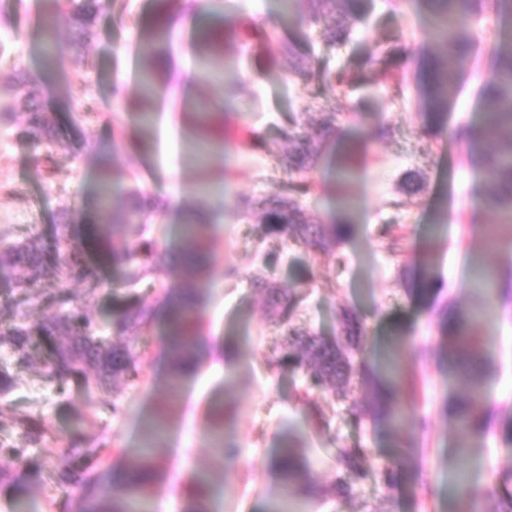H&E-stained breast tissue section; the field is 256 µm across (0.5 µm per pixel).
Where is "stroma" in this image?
I'll return each instance as SVG.
<instances>
[{"label": "stroma", "instance_id": "stroma-1", "mask_svg": "<svg viewBox=\"0 0 512 512\" xmlns=\"http://www.w3.org/2000/svg\"><path fill=\"white\" fill-rule=\"evenodd\" d=\"M231 2L232 37L223 45L224 70L218 79L201 83L194 54L197 29L192 13L183 10L168 20L159 0H97L92 36L71 48L72 32L60 25L58 38L68 46V84L47 77L39 51L44 0H0V80L22 71L40 77L42 111L51 113L57 144L51 155L37 149L27 133V112L17 107L12 126L0 127V250L37 236L52 244L64 233L96 261L93 281H66L51 269L38 277V294L26 311L31 322L56 317L54 295H72L98 329L118 347L140 357L137 376H120L111 386H86L80 378L49 380L45 363L52 349L68 345L65 336H39L29 362L16 364L0 348V406L28 421L16 429L0 418V446L18 448L23 462L17 472L0 477V512H13L27 501L32 512H86L95 494H120L115 472L127 469L132 449L141 447L154 414L167 422L155 456L163 470L152 488L151 508L183 512L184 485L194 473L215 488L206 512H274L284 494L276 469L279 451L295 438L312 464L311 476L320 497L306 512H448V465L455 450L446 402L461 395L438 365L444 306L469 308L477 296L468 286L465 260L475 255L501 277L512 275V226L500 223L480 199L484 177L471 163L465 144L452 131L478 122L479 90L494 72L486 49L497 25L481 16L474 27L480 50L462 65L463 80L453 96L449 133L426 137V108L417 84V54L431 46L429 19L414 0H365V18L347 41L326 44L320 26L306 12L281 21L280 0H193L216 13ZM167 27L172 36L166 51L173 67L159 74L154 100L155 122L145 132L139 120L141 34ZM393 50L392 65L408 74L401 87L377 85L369 57ZM304 65L306 83L292 71ZM347 73L354 87L329 86L324 76ZM102 109L98 120L83 117L87 99ZM208 99L223 103L213 115L212 149L198 166L189 145L198 137L194 105ZM334 115L335 130L320 143L311 172L315 190L301 206L319 224L352 225L351 235L331 256L265 232L261 209L241 218L242 200L283 195L299 173H287L280 159L289 149L281 132L291 122L306 132ZM114 143L112 192L108 204L97 199L101 157L98 145ZM423 177V189L412 194L404 182L411 173ZM150 195L174 184L178 205L151 214L146 236L163 255L151 287L139 296L160 304L185 276L178 265L181 226L198 208L211 220L204 232L210 244L203 275L208 290L200 334L203 360L196 374L171 393L167 329L155 321L147 332L113 336L112 326L124 308L126 281L132 271L124 263L100 259L102 247H122L117 228L128 205L130 184ZM408 237L405 256L391 255L382 228ZM498 228L503 243L487 248L484 229ZM293 288L302 300L290 322L335 338L342 311L353 312L365 335L362 356L382 370L390 348L410 340L428 347L427 355L402 352L404 372L423 376L422 393L400 432L374 424L365 412L371 401L367 383L351 380L346 401L322 394L317 403L326 417L316 425L299 401V372L270 371L271 360L284 357L287 343L261 290V283ZM496 370L485 387L483 404L497 410L499 420L512 421V302L499 300L491 326ZM223 409L220 431L235 456L223 459L213 450L210 420ZM101 449L100 488L82 484L67 488L46 484L45 473L62 449L73 443ZM362 452L374 468L397 466L398 485L387 488L371 479L353 494L333 493L336 452ZM472 469L479 489L476 512H497L501 497L512 493V443L494 428Z\"/></svg>", "mask_w": 512, "mask_h": 512}]
</instances>
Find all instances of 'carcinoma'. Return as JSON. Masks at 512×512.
Listing matches in <instances>:
<instances>
[{"label": "carcinoma", "instance_id": "cac0c4a2", "mask_svg": "<svg viewBox=\"0 0 512 512\" xmlns=\"http://www.w3.org/2000/svg\"><path fill=\"white\" fill-rule=\"evenodd\" d=\"M311 8L309 20L324 25L327 41L335 44L345 38L353 23L362 18L356 11L357 0H308ZM424 5L437 31L433 47L419 56L421 90L427 106L425 133L436 136L445 129L453 93L461 81V64L478 46L473 28L476 17L491 11L499 18L501 27L491 48V59L497 71L492 81L484 84L480 98L484 112L475 124L460 126L455 135L464 140L471 161L487 177L484 203L495 210L503 224H512V0H417ZM51 5L45 18L63 20L70 26L76 38L74 46L88 37V25L93 14L92 0H47ZM43 53L49 59L50 70L65 76L61 62L64 49L55 39L54 29H44ZM370 67L378 74L382 83L399 86L404 76L385 64V58L369 59ZM11 91L22 90L29 108L31 135L37 143L53 141L54 122L47 112L40 111L36 99L40 94L39 79L13 77L8 83ZM284 138L293 145V150L284 158V167L289 170L311 169L318 154V145L309 134L293 124L284 132ZM311 182L299 181L288 186V196L282 197L265 208L266 231L272 235L285 236L293 241L308 244L318 251L330 254L336 243L351 231L350 224H315L308 221L299 198L308 194ZM146 212L139 206L128 208L120 219L121 227L137 235L135 241L125 244L120 259L138 268L139 278L144 280L159 269V253L155 245L140 234L141 222ZM202 224H190L186 229L188 265L197 273L204 271L200 251ZM65 239L47 247L31 239L9 252L12 258L27 261L37 269L53 268L70 280L86 281L92 269L79 250L62 248ZM477 292L485 301L499 295L511 293L512 286L501 285L500 279L487 271L475 279ZM270 305L274 312L292 307L295 297L278 288L268 289ZM205 289L196 280L187 279L180 287L167 293L161 307H156L135 298L131 300L123 317L116 324L117 335L139 334L158 317L169 324V349L173 357L174 388L193 377L196 369L198 327L201 320ZM63 313L50 323L31 325L24 310L15 311L12 325L0 331V346L11 348L15 359L25 363L30 357V339L37 330L46 336L65 331L71 336L72 346L67 350H55L47 362V377L62 381L68 376H77L88 385L104 387L109 376L137 375V356L128 350L109 348L103 337L83 316L80 309L70 305L67 293L55 296ZM484 321L481 308L462 311L444 309L439 318L442 339L445 341L441 362L448 366V375L455 379L465 393L448 402V416L453 419L457 442L453 467L458 471L453 500L456 512H466L479 497L478 489L467 477L471 456L491 431L497 413L479 408L478 398L494 373V357L487 341L473 334L475 326ZM280 326L288 336V355L269 364V368L288 366L301 373L303 399L317 393L330 392L343 398L346 393L338 383L352 376L371 378L373 402L370 415L393 431L403 427L404 409L410 400L409 384L389 368L383 378L370 376L363 361L347 355L342 347L313 332L301 331L286 321ZM341 333L355 346L364 329L351 313L343 316ZM336 464L347 477H338L334 488L344 495L352 494L354 485L372 476L371 469L356 451L340 448L336 453ZM309 462L292 445L282 448L278 460V471L290 497L275 512H292L295 502L305 503L318 495L307 477ZM125 489L121 497L102 498L94 512H145L144 502L151 486L159 474L150 449L140 448L134 453V461L127 471ZM75 475L71 467L70 453L61 456L60 462L48 471V482L62 486L70 483ZM214 488L203 478L193 479L187 508L184 512H200L201 501L212 497Z\"/></svg>", "mask_w": 512, "mask_h": 512}]
</instances>
